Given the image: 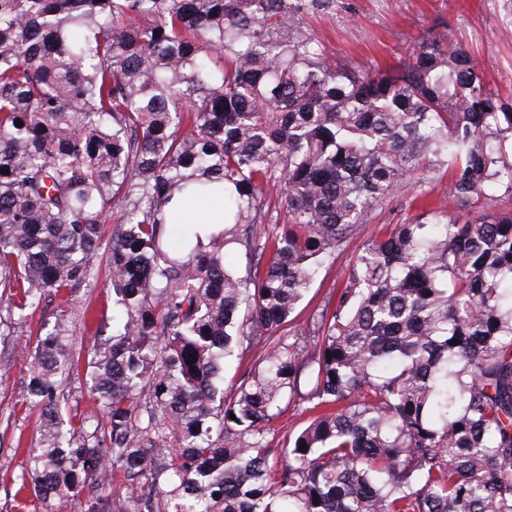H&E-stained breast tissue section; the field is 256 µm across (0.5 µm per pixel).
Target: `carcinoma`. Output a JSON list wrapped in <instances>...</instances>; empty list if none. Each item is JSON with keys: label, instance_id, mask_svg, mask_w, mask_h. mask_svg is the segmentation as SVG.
<instances>
[{"label": "carcinoma", "instance_id": "1", "mask_svg": "<svg viewBox=\"0 0 512 512\" xmlns=\"http://www.w3.org/2000/svg\"><path fill=\"white\" fill-rule=\"evenodd\" d=\"M335 6L0 0V327L63 297L25 394L54 512H512V211L475 210L512 193V100L443 33L396 75L339 63L303 19ZM447 163L462 213L388 225L295 325L364 218ZM270 191L288 223L261 243ZM176 195L224 223L174 229ZM105 254L85 415L62 379ZM303 423L301 410L296 404H291L288 409L274 422L270 439L273 438V445L281 446L286 436H288V430L291 428H298Z\"/></svg>", "mask_w": 512, "mask_h": 512}]
</instances>
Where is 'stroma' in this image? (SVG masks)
<instances>
[{
	"label": "stroma",
	"mask_w": 512,
	"mask_h": 512,
	"mask_svg": "<svg viewBox=\"0 0 512 512\" xmlns=\"http://www.w3.org/2000/svg\"><path fill=\"white\" fill-rule=\"evenodd\" d=\"M305 28L324 43L333 58L367 69H396L429 32L447 30L452 43L469 50L490 88L512 98V0H336L327 13L304 17ZM454 203L449 174H429L424 191L407 189L372 211L365 224L348 239L333 265L324 268L297 309L298 322L323 304L339 288L350 261L360 254L369 237L431 210H450ZM109 272L101 266V280L84 291L79 309L88 313L72 342L80 364L69 380L77 390L94 342L96 321L108 316L112 298L102 283ZM57 307L42 304L30 315L24 332L0 334V512H44L33 497L18 488L26 467L27 447L36 437L37 410L26 408L22 394L28 382L24 351L34 346L41 326Z\"/></svg>",
	"instance_id": "stroma-1"
}]
</instances>
